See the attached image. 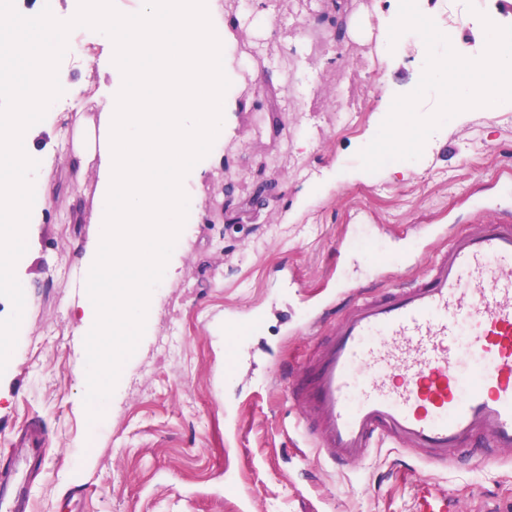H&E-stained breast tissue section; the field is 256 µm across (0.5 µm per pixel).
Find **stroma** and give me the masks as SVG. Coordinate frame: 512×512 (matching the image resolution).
I'll return each mask as SVG.
<instances>
[{"mask_svg": "<svg viewBox=\"0 0 512 512\" xmlns=\"http://www.w3.org/2000/svg\"><path fill=\"white\" fill-rule=\"evenodd\" d=\"M275 0L273 28L237 29L239 51L262 78L241 93L218 155L187 172L195 214L170 252L142 332L109 344L125 363L112 409L74 472L88 429L82 397L80 259L96 231L94 185L73 197V172L49 155L53 131L35 134L36 174H49L42 205L13 276L27 290L20 350L0 360V475L11 458L33 512H416L422 493L440 508L500 506L512 512V467L463 454L448 467L394 444L349 468L328 464L298 426L299 410L278 372L301 366L328 339L309 318L351 290L378 294L421 280L434 254L466 231L480 203L512 209V101L443 124L407 178L364 171L359 152L395 96L417 78L418 53L398 61L377 94L354 75V44L375 41L376 0ZM342 18L350 35L312 60L314 79L293 99L282 79L306 40L299 18ZM362 100L353 125L337 121L341 90ZM283 112L273 127L270 111ZM276 189L257 204L258 179ZM258 317L238 344L231 318Z\"/></svg>", "mask_w": 512, "mask_h": 512, "instance_id": "stroma-1", "label": "stroma"}]
</instances>
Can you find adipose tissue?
<instances>
[{"label": "adipose tissue", "mask_w": 512, "mask_h": 512, "mask_svg": "<svg viewBox=\"0 0 512 512\" xmlns=\"http://www.w3.org/2000/svg\"><path fill=\"white\" fill-rule=\"evenodd\" d=\"M274 24L271 0H249L235 21L223 0H137L115 15L110 0H89L69 27H92L112 59L108 94L80 97L66 72L38 61L32 97H17L0 113V143L8 170H0V288L14 287V256L29 234L24 187L32 172L29 132L52 126L68 169L96 180V235L80 266L76 310L84 326L80 400L89 422L102 418L121 358L103 356L115 336L135 338L167 270L165 256L181 238L178 222L188 201L182 179L204 149L220 143L225 115L234 111L235 71L251 68L236 57L235 22ZM56 17L27 28V46L50 41L52 55L68 48V29Z\"/></svg>", "instance_id": "adipose-tissue-1"}]
</instances>
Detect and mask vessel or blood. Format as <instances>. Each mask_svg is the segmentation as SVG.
Here are the masks:
<instances>
[{
  "label": "vessel or blood",
  "mask_w": 512,
  "mask_h": 512,
  "mask_svg": "<svg viewBox=\"0 0 512 512\" xmlns=\"http://www.w3.org/2000/svg\"><path fill=\"white\" fill-rule=\"evenodd\" d=\"M278 376L332 466L386 442L436 467L476 443L512 457V211L478 208L422 280L353 298L305 368Z\"/></svg>",
  "instance_id": "vessel-or-blood-1"
}]
</instances>
